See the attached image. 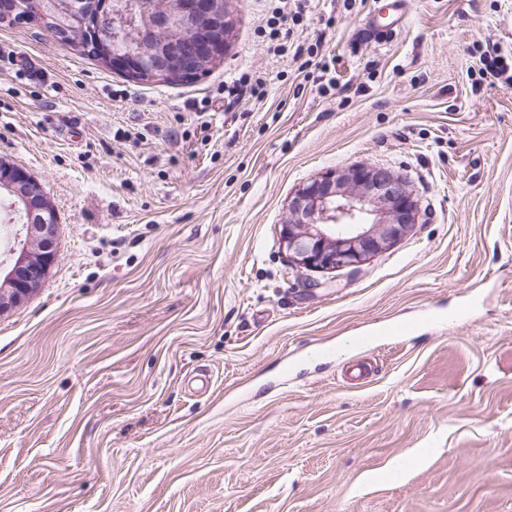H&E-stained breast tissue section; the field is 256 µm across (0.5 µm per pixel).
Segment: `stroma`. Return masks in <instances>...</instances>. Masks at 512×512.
Wrapping results in <instances>:
<instances>
[{"mask_svg":"<svg viewBox=\"0 0 512 512\" xmlns=\"http://www.w3.org/2000/svg\"><path fill=\"white\" fill-rule=\"evenodd\" d=\"M277 5L227 0L194 81L0 23V154L59 223L0 317V512H512V80L473 67L512 57V0H415L378 41L384 0H304L305 69ZM351 165L406 180L418 224L291 266V196ZM347 336L372 343L316 357Z\"/></svg>","mask_w":512,"mask_h":512,"instance_id":"35a3bbf8","label":"stroma"}]
</instances>
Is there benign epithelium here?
Returning a JSON list of instances; mask_svg holds the SVG:
<instances>
[{
	"label": "benign epithelium",
	"instance_id": "7a95c632",
	"mask_svg": "<svg viewBox=\"0 0 512 512\" xmlns=\"http://www.w3.org/2000/svg\"><path fill=\"white\" fill-rule=\"evenodd\" d=\"M0 0V22L52 24L64 46H79L133 79L188 80L224 57L232 24L226 0ZM0 197L27 218L0 265V316L24 305L58 259L57 207L42 182L0 155ZM280 240L295 267L317 272L361 264L407 235L417 201L405 180L380 167L330 169L297 189Z\"/></svg>",
	"mask_w": 512,
	"mask_h": 512
}]
</instances>
